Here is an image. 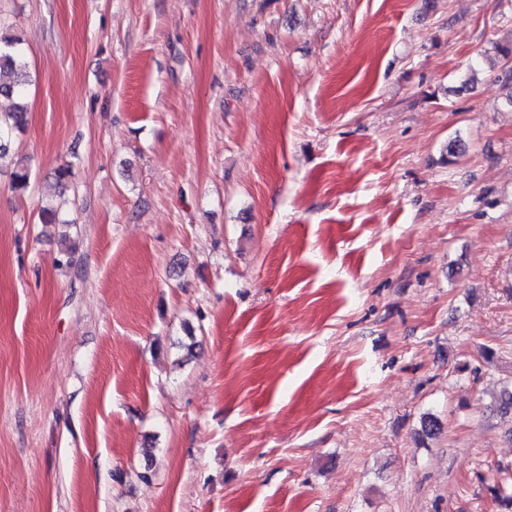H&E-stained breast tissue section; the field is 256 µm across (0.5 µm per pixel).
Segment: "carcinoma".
<instances>
[{"mask_svg": "<svg viewBox=\"0 0 512 512\" xmlns=\"http://www.w3.org/2000/svg\"><path fill=\"white\" fill-rule=\"evenodd\" d=\"M32 78L21 40L0 30V98L14 99V106L0 113V161L8 156V141L13 132L26 125L27 94ZM31 169L25 161H17L10 172L11 188L23 192L28 188ZM42 224H70L61 204H47L40 209Z\"/></svg>", "mask_w": 512, "mask_h": 512, "instance_id": "1", "label": "carcinoma"}]
</instances>
